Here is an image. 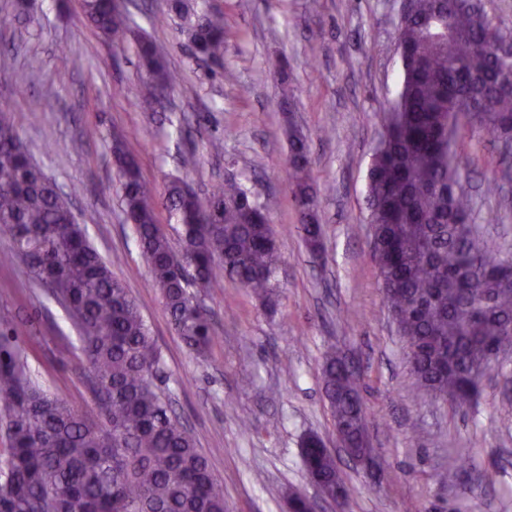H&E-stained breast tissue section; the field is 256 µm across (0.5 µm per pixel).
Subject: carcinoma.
<instances>
[{"label": "carcinoma", "instance_id": "cac0c4a2", "mask_svg": "<svg viewBox=\"0 0 512 512\" xmlns=\"http://www.w3.org/2000/svg\"><path fill=\"white\" fill-rule=\"evenodd\" d=\"M86 17L109 41L130 31L112 0H85ZM185 20L182 34L195 54L224 59V16L171 0ZM512 31L491 25L481 0H412L398 25L399 80L381 115V139L367 171L372 256L385 305L408 356L416 395L470 408L481 378L503 351H512V256L484 237L500 224L499 209L476 213L457 163L464 129L512 144ZM141 89L150 106L173 76L153 45L142 41ZM287 182L308 250L321 254L323 229L311 176L310 148L293 124L285 127ZM126 221L134 227L174 330L204 354L215 335L192 288L225 274L262 304L271 302L281 265L267 204L229 179L201 199L180 178L155 195L136 156L113 139ZM512 178L503 156L499 178L483 188L502 193ZM163 208L181 226L180 252L157 221ZM0 231L9 247L0 264L24 265L45 293L67 303L81 321V377L102 401L94 415L36 384L17 344L14 319L0 314V426L8 431L7 472L0 476V512H225L224 490L206 457L153 383L161 363L139 305L69 218L58 187L22 145L0 108ZM324 393L335 429L351 448L366 431L355 405L360 385L326 358ZM314 456L309 479L334 490L342 483L335 456L303 443Z\"/></svg>", "mask_w": 512, "mask_h": 512}]
</instances>
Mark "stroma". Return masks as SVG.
I'll list each match as a JSON object with an SVG mask.
<instances>
[{
  "label": "stroma",
  "mask_w": 512,
  "mask_h": 512,
  "mask_svg": "<svg viewBox=\"0 0 512 512\" xmlns=\"http://www.w3.org/2000/svg\"><path fill=\"white\" fill-rule=\"evenodd\" d=\"M194 3L224 15L222 63L196 60L168 0H133L135 30L116 45L87 21L83 0H0V103L138 303L163 356L153 382L206 455L227 512H288L292 489L316 497L301 455L310 434L337 452L345 512H512V354L483 380L470 410L414 397L406 344L370 257L365 175L398 80L399 0ZM140 35L155 42L174 77L160 109L137 95L145 78ZM284 81L295 89L287 103ZM19 84L25 95H15ZM290 117L310 146L324 229L319 261L305 246L287 187ZM118 134L156 191L179 177L203 194L233 177L268 205L283 259L273 305L229 277L214 280L200 293L216 329L206 356L172 330L124 221L112 165ZM190 149L198 165L187 170L180 159ZM458 154L476 209L498 207L506 216L488 226L489 239L512 253V188L482 194L500 174L496 148L470 131ZM0 312L13 316L33 378L92 413L76 332L22 267L0 266ZM331 353L358 374L376 468L337 451L322 375ZM458 448L471 451L470 473L452 486Z\"/></svg>",
  "instance_id": "obj_1"
}]
</instances>
